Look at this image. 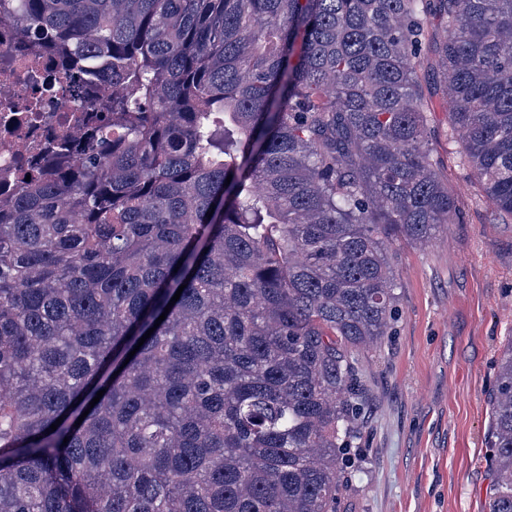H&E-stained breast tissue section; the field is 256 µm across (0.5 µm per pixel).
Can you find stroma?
<instances>
[{"label":"stroma","instance_id":"obj_1","mask_svg":"<svg viewBox=\"0 0 512 512\" xmlns=\"http://www.w3.org/2000/svg\"><path fill=\"white\" fill-rule=\"evenodd\" d=\"M427 119L461 218L428 242L389 248L397 315L359 355L362 424L337 512H488L489 394L512 342V219L464 164L446 104Z\"/></svg>","mask_w":512,"mask_h":512}]
</instances>
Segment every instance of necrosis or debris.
<instances>
[{
    "mask_svg": "<svg viewBox=\"0 0 512 512\" xmlns=\"http://www.w3.org/2000/svg\"><path fill=\"white\" fill-rule=\"evenodd\" d=\"M79 117L94 119L92 97L74 95L56 58L0 24V185L15 182L49 143L75 130Z\"/></svg>",
    "mask_w": 512,
    "mask_h": 512,
    "instance_id": "1",
    "label": "necrosis or debris"
}]
</instances>
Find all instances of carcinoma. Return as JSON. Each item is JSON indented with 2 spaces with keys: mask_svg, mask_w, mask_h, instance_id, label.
I'll return each mask as SVG.
<instances>
[{
  "mask_svg": "<svg viewBox=\"0 0 512 512\" xmlns=\"http://www.w3.org/2000/svg\"><path fill=\"white\" fill-rule=\"evenodd\" d=\"M1 21L104 116L0 195V512H336L389 239L459 222L435 96L512 216V0H0ZM490 403L489 512H512V345Z\"/></svg>",
  "mask_w": 512,
  "mask_h": 512,
  "instance_id": "cac0c4a2",
  "label": "carcinoma"
}]
</instances>
